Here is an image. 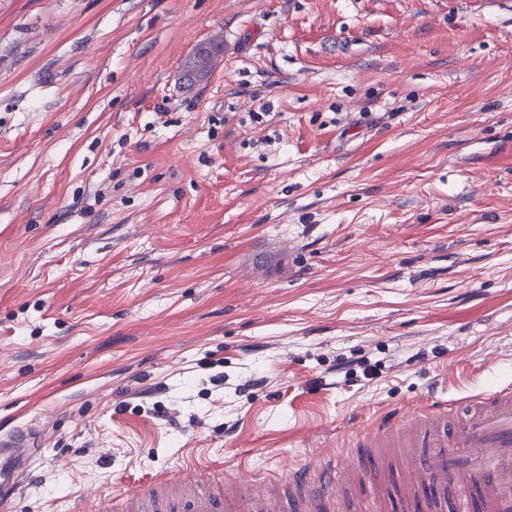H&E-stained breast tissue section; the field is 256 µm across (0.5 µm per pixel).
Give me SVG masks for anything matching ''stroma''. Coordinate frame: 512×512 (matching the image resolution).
Returning <instances> with one entry per match:
<instances>
[{"label": "stroma", "instance_id": "35a3bbf8", "mask_svg": "<svg viewBox=\"0 0 512 512\" xmlns=\"http://www.w3.org/2000/svg\"><path fill=\"white\" fill-rule=\"evenodd\" d=\"M501 382L512 0H0V432L42 433L0 512Z\"/></svg>", "mask_w": 512, "mask_h": 512}]
</instances>
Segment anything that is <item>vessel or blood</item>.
<instances>
[{"instance_id":"1","label":"vessel or blood","mask_w":512,"mask_h":512,"mask_svg":"<svg viewBox=\"0 0 512 512\" xmlns=\"http://www.w3.org/2000/svg\"><path fill=\"white\" fill-rule=\"evenodd\" d=\"M36 436L0 435V503L13 501ZM358 453L302 463L276 481L235 471L216 478L196 468L122 492L123 512H356L360 480L395 487L374 512H512V385L471 396L462 411L435 406L358 434Z\"/></svg>"}]
</instances>
